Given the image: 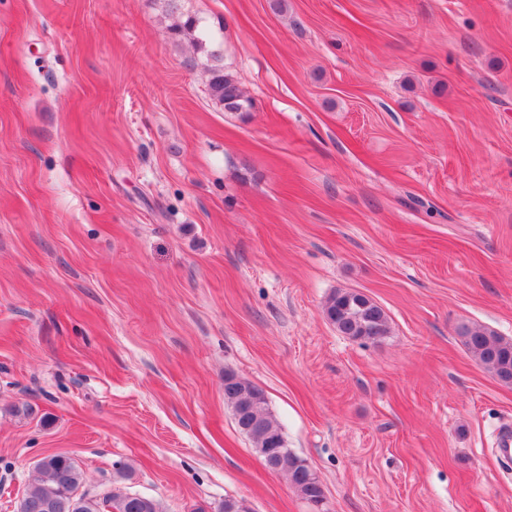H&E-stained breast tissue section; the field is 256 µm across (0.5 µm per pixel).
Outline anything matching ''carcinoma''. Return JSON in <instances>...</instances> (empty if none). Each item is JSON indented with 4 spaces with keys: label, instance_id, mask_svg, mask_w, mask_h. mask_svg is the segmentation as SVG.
Here are the masks:
<instances>
[{
    "label": "carcinoma",
    "instance_id": "carcinoma-1",
    "mask_svg": "<svg viewBox=\"0 0 512 512\" xmlns=\"http://www.w3.org/2000/svg\"><path fill=\"white\" fill-rule=\"evenodd\" d=\"M175 32L192 40L201 50L205 41L200 36L199 21L189 17L175 26ZM208 68V89L211 97L227 112L247 111L237 79L217 64ZM324 313L328 321L344 336L365 343H373L387 336L388 318L381 306L357 291H337L327 300ZM459 336L474 356L492 369L498 380L512 385V340H507L481 327L464 326ZM251 388L256 398L252 414L260 425L245 432L259 457L271 455V471L283 473L297 494L309 504L318 507L325 499L324 487L306 460L295 454L288 444L274 446V439L283 435V427L268 408L265 392L257 385L241 381ZM83 484V471L76 461L65 454L40 459L36 476L25 489L17 512H159L157 502L148 496L132 498L127 493L107 494L91 498L76 494Z\"/></svg>",
    "mask_w": 512,
    "mask_h": 512
}]
</instances>
